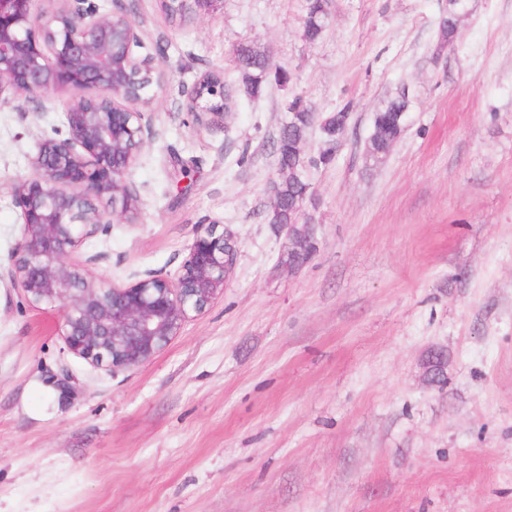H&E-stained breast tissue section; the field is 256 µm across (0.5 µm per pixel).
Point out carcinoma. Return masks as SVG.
<instances>
[{
    "label": "carcinoma",
    "mask_w": 512,
    "mask_h": 512,
    "mask_svg": "<svg viewBox=\"0 0 512 512\" xmlns=\"http://www.w3.org/2000/svg\"><path fill=\"white\" fill-rule=\"evenodd\" d=\"M467 10V0H449L448 16L440 23V36L444 41L456 39L459 31V18ZM329 17V0H305L303 32L305 38L314 42L322 35ZM240 72L238 90L249 99L261 95L266 85L265 75L273 68L267 55L249 43L237 49ZM407 109L405 93L391 96L374 113L372 119V154L375 157L387 154L404 129V113ZM312 108L302 97L288 103V119L283 124L277 139L276 150L280 169L287 176L276 182L277 197L269 204L268 221L271 224H294L298 220V204L310 192V185L304 173L305 161L298 153L296 145L303 142L311 128L309 112ZM349 108L344 107L332 115L324 117L321 132L324 136L336 134L341 127Z\"/></svg>",
    "instance_id": "carcinoma-1"
}]
</instances>
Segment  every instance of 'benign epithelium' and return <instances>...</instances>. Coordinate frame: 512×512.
<instances>
[{
    "label": "benign epithelium",
    "mask_w": 512,
    "mask_h": 512,
    "mask_svg": "<svg viewBox=\"0 0 512 512\" xmlns=\"http://www.w3.org/2000/svg\"><path fill=\"white\" fill-rule=\"evenodd\" d=\"M219 0H164L173 12ZM135 23L123 12L102 14L93 0H0V104L23 97L93 88L62 115L65 134L41 141L34 175L12 185L21 236L7 276L32 306L56 305L67 351L111 372L150 361L200 315L232 279L239 247L227 225L200 224L176 278L149 271L125 286L93 273L97 256L73 260L88 239L106 233L112 218L133 221L137 195L126 182L151 133L138 104L159 74L154 55L137 58ZM218 88L202 79L188 92L195 115L216 123ZM294 268L311 259L306 245L316 225H281Z\"/></svg>",
    "instance_id": "obj_1"
}]
</instances>
